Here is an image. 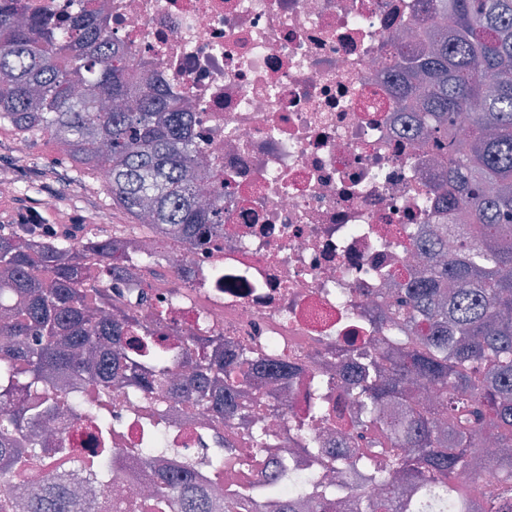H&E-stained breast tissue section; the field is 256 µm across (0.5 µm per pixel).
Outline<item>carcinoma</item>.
Wrapping results in <instances>:
<instances>
[{"instance_id": "obj_1", "label": "carcinoma", "mask_w": 512, "mask_h": 512, "mask_svg": "<svg viewBox=\"0 0 512 512\" xmlns=\"http://www.w3.org/2000/svg\"><path fill=\"white\" fill-rule=\"evenodd\" d=\"M75 17L51 24L0 9V124L28 142L48 137L67 160L104 185L112 206L158 235L208 248L224 224V206L199 198L188 173L196 150L181 105L138 82L137 58L110 47L83 0ZM418 21L433 41L397 84L408 112L429 117L442 155L434 192L453 211L449 233L417 240L418 248L457 245L444 266L427 269L394 306L390 322L413 331L376 344L357 367L360 419L349 455L325 459L348 471L345 485L312 489L283 501L288 471L258 474L265 512H332L349 494L360 512H406L432 496L449 512H512V0H419ZM468 112L466 141L456 135ZM132 240L116 225L63 228L52 236L24 220L0 221V464L53 442L47 428L75 417L100 448L84 462L109 480L118 421L84 403L91 385L111 398L112 380L152 403L176 392L219 432L263 398L253 380L288 376L286 356H224V345L189 334L169 351L165 336L122 308L109 287L127 275L147 281L164 264L143 253L116 261ZM111 307L115 316L100 320ZM488 431L500 474L479 476ZM163 439L141 450L146 467L168 455ZM228 455L217 444L201 459L158 472L152 501L167 512H250V489L224 485ZM369 472L385 493L364 499L356 474ZM63 475L0 493V512H92Z\"/></svg>"}]
</instances>
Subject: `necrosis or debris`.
Wrapping results in <instances>:
<instances>
[{
    "label": "necrosis or debris",
    "mask_w": 512,
    "mask_h": 512,
    "mask_svg": "<svg viewBox=\"0 0 512 512\" xmlns=\"http://www.w3.org/2000/svg\"><path fill=\"white\" fill-rule=\"evenodd\" d=\"M111 42L130 49L145 82L187 105L197 180L224 206L213 249L167 250L166 276L151 281L142 314L167 306L169 347L188 330L223 338L236 353L273 348L321 375L266 380L283 410L264 424L277 462L298 481L327 478L319 458L340 434L310 415L319 401L357 413L345 382L365 362V339L383 333L402 288L433 263L412 238L451 217L424 202L441 160L425 125H410L395 88L426 53L414 22L418 0H98ZM159 402L180 463L209 447L188 440L201 410L170 394ZM146 403L112 390L115 483L85 482L97 512H151L153 480L134 451L157 436ZM320 447H307L311 435ZM35 467L5 472L8 484L76 475L92 432L70 423Z\"/></svg>",
    "instance_id": "necrosis-or-debris-1"
}]
</instances>
